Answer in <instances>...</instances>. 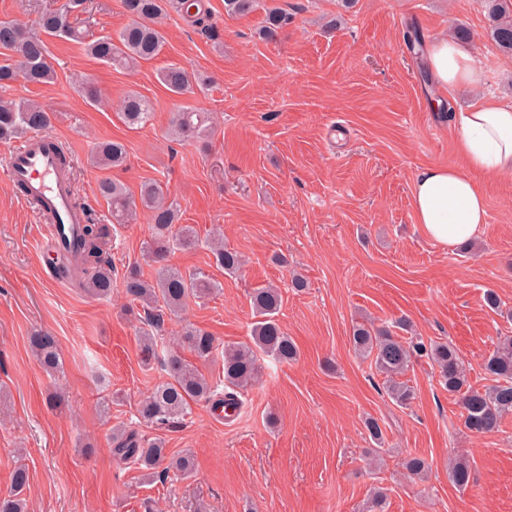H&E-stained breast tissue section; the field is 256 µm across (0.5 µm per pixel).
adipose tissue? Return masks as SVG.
Instances as JSON below:
<instances>
[{
  "mask_svg": "<svg viewBox=\"0 0 512 512\" xmlns=\"http://www.w3.org/2000/svg\"><path fill=\"white\" fill-rule=\"evenodd\" d=\"M426 57L440 87H482L483 74L472 52L454 38L429 43ZM457 128L464 167H428L412 188L417 224L431 241L445 248L469 242L487 221L486 197L477 175L512 171V106L481 99L459 114Z\"/></svg>",
  "mask_w": 512,
  "mask_h": 512,
  "instance_id": "obj_1",
  "label": "adipose tissue"
}]
</instances>
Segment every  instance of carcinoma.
Instances as JSON below:
<instances>
[{
	"label": "carcinoma",
	"instance_id": "cac0c4a2",
	"mask_svg": "<svg viewBox=\"0 0 512 512\" xmlns=\"http://www.w3.org/2000/svg\"><path fill=\"white\" fill-rule=\"evenodd\" d=\"M87 0H64L53 10L38 16L33 26L12 20H0V48L14 53V57L0 61V88L24 80L31 84H46L56 77V70L42 35L76 38L78 30L71 18L86 11ZM259 0H224V11L229 16L253 11ZM124 10L132 22L116 35L105 34L86 43V51L94 59L114 68L126 69L158 56L165 45L161 29L163 19L172 9L195 24L207 19L203 0H122ZM487 34L497 48L512 54V0H485ZM291 17L283 9L273 6L265 9L264 25L259 37L265 41L277 38L279 30ZM159 80L174 95L186 93L193 85L208 86L210 77L200 72L171 64L159 72ZM119 115L131 129L146 126L153 118V107L138 92H129L121 99ZM209 116L195 108L180 107L173 112L168 136L174 141L185 142L205 135ZM50 124L45 108L30 100L0 98V141H9L44 132ZM127 161L126 146L119 141L98 142L90 156V163L97 168H117ZM99 194L111 204L114 224H128L142 209L149 217L150 242L144 256L160 267L152 279L145 278L133 265L123 276L125 297L144 310L139 341L145 361L161 357L166 380L157 385L140 402L138 414L147 424L158 428L183 422L192 413V405L220 398L239 409L238 393L257 381L261 368L257 354L262 353L279 362L292 361L297 347L283 331L277 316L283 298L279 289L265 286L254 289L251 305L255 321L251 329V344L220 343L209 332L186 327L181 336L168 346L158 347L157 333L164 324V313L178 314L188 301L203 300L220 291V284L200 271L183 272L166 264L175 251L197 247L196 230L179 223V205L169 199V192L157 180L141 184L139 201L130 198L125 186L118 180L104 178L98 183ZM215 267L234 274L243 266L240 252L224 247L220 234L215 232L208 240ZM110 240L106 225L97 224L93 218L81 225L77 249L73 260L57 266L58 273L68 277L78 271V286L94 297L112 294V265L109 259ZM352 342L356 350L371 359L376 370L384 375V389L398 406L406 408L415 399L414 387L399 380L409 369L413 357L422 353L439 369L440 382L449 393L459 396L464 427L476 434H486L499 427L503 416L512 413V336L499 337L494 351L485 360L484 370L492 384L482 390L473 388L467 370L457 350L446 342L429 345L420 340L406 341L394 335L388 326L365 327L353 330ZM30 345L38 364L48 373L60 369L61 357L54 336L36 331L30 336ZM185 346L194 356L207 361L217 351L223 354L224 389L212 385L205 376L187 361L178 348ZM112 453L122 463H133L150 471L162 469L188 476L193 473L194 462L189 455L172 456L167 453L160 438L145 439L134 430L118 431L112 437ZM450 482L459 489L469 486L472 469L468 460L454 458L448 469ZM25 466L16 467L12 473L10 490L0 495V512H24V491L28 486Z\"/></svg>",
	"mask_w": 512,
	"mask_h": 512
}]
</instances>
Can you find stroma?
<instances>
[{
    "mask_svg": "<svg viewBox=\"0 0 512 512\" xmlns=\"http://www.w3.org/2000/svg\"><path fill=\"white\" fill-rule=\"evenodd\" d=\"M204 2L208 29L170 13L160 55L115 69L89 57L85 42L130 17L121 0H91L75 22L82 40L47 41L55 82L19 81L5 95L47 109L49 132L72 160L74 194L99 222L111 211L97 191L105 177L134 198L144 181L158 179L177 200L181 223L200 242L168 262L212 274L221 290L166 319L167 337L191 324L223 342H249L250 293L271 284L282 292L278 320L299 355L288 363L260 356L261 378L230 420H216L201 402L172 427L141 423L140 400L165 378L159 365L141 362V307L121 288L98 299L50 274L40 218L0 171V492L22 464L27 512H365L378 487L387 512H512V414L498 431L469 432L457 397L425 356L404 376L415 389L412 404L399 407L351 342L356 325L407 321L422 341L451 343L481 389L485 358L499 336L512 334V173L481 177L488 221L471 246L435 244L412 207L422 167L464 166L454 114L479 93L445 90L426 76L407 31L429 41L467 29L483 93L512 104V55L487 37L483 0H356L350 8L341 0H275L291 21L273 42L258 36L263 10L230 17L224 0ZM172 63L207 74L210 86L173 95L158 78ZM81 80L101 104L78 91ZM131 90L154 108L151 124L137 130L117 116ZM436 99L443 105L435 109ZM180 106L211 114L207 138L169 140ZM101 140L125 144V167L88 165ZM148 225L144 212L136 223L111 224L116 275L137 264L154 276L143 256ZM217 227L225 247L246 258L237 275L213 264L208 239ZM296 274L307 281L300 292L291 286ZM490 289L498 308L484 300ZM37 330L55 337L59 372L37 364L29 343ZM55 391L67 407L51 409ZM369 417L383 430L382 445L369 438ZM120 428L191 455L193 473L150 477L117 463L110 448ZM458 454L474 475L463 490L448 479V460ZM413 456L427 460L424 478L404 468Z\"/></svg>",
    "mask_w": 512,
    "mask_h": 512,
    "instance_id": "obj_1",
    "label": "stroma"
}]
</instances>
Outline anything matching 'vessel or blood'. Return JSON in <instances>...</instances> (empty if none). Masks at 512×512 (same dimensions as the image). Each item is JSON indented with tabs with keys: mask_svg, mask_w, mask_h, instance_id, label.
I'll return each mask as SVG.
<instances>
[{
	"mask_svg": "<svg viewBox=\"0 0 512 512\" xmlns=\"http://www.w3.org/2000/svg\"><path fill=\"white\" fill-rule=\"evenodd\" d=\"M1 165L21 199L42 221L45 253L59 257L71 252L83 213L75 206L72 188L61 170L55 139L29 137L13 147Z\"/></svg>",
	"mask_w": 512,
	"mask_h": 512,
	"instance_id": "b4317fda",
	"label": "vessel or blood"
}]
</instances>
